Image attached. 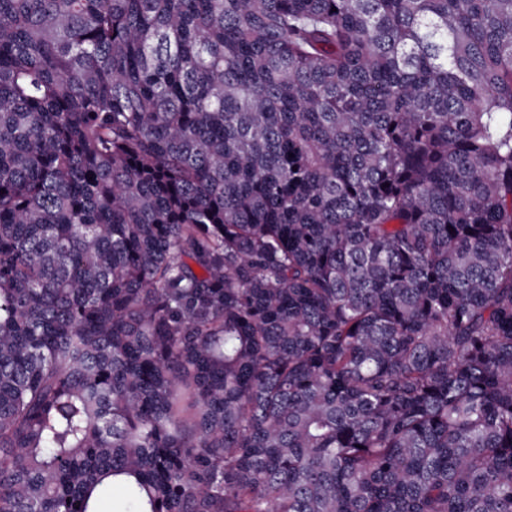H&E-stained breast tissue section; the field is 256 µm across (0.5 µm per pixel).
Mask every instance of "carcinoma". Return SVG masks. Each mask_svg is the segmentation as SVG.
<instances>
[{
    "label": "carcinoma",
    "mask_w": 512,
    "mask_h": 512,
    "mask_svg": "<svg viewBox=\"0 0 512 512\" xmlns=\"http://www.w3.org/2000/svg\"><path fill=\"white\" fill-rule=\"evenodd\" d=\"M512 512V0H0V512Z\"/></svg>",
    "instance_id": "cac0c4a2"
}]
</instances>
